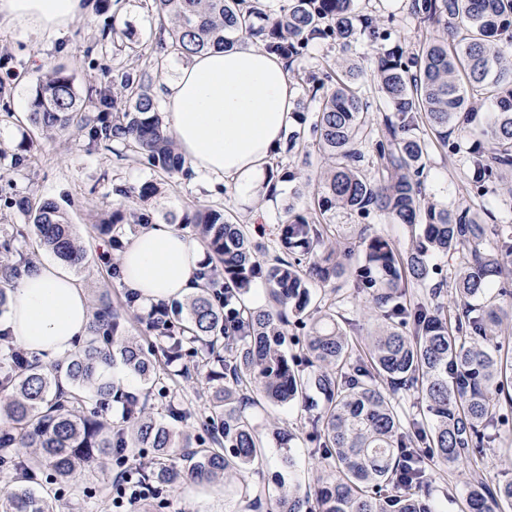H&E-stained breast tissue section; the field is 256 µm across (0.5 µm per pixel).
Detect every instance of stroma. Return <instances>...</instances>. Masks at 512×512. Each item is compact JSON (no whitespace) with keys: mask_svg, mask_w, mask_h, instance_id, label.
Returning <instances> with one entry per match:
<instances>
[{"mask_svg":"<svg viewBox=\"0 0 512 512\" xmlns=\"http://www.w3.org/2000/svg\"><path fill=\"white\" fill-rule=\"evenodd\" d=\"M89 8L66 29L56 34H37L26 25L0 29V79L9 84L12 93L0 100V189L17 197L38 203L49 199L65 209L79 242L85 247L88 262L74 274L87 290L91 307L102 303L123 301L126 289L112 276V262L117 252L108 245L107 235L101 234L97 222L114 206L112 185L124 182L140 185L151 179V171L136 154L119 158L105 147H91L75 131L47 133L34 128L27 119L29 93L42 79L47 63L62 65L71 70L80 89L98 83L104 60L99 50L101 30L107 19H115L117 28L132 25L141 40L153 41L159 24L148 14L144 0H88ZM411 0H358L359 10H375L393 18V42L411 50L426 36V30L411 14ZM35 143L31 164L20 171L5 163L6 156L19 152L27 143ZM282 167L292 172V180L280 183L278 195L270 205L257 204L248 194L235 188L214 184L204 188L201 175L189 179L174 178L160 184L158 193L146 203L155 220L167 212L182 213L189 204L223 207L234 212L241 223L253 221L259 213L261 230L255 238L270 242L277 216L290 203L297 202L305 190V178L310 169L322 165L319 155L303 159L299 154L281 153ZM428 200L447 203L454 210L470 209L480 214L485 223H501L511 210L506 203V186L496 183L486 198L473 196L467 185V170L459 155H442L433 150L424 181ZM348 280H340L337 289L320 288L314 302L332 307L345 317L354 319L357 327L352 338L362 340L374 331L376 321L361 300L353 299ZM306 413L300 405L289 403L269 406L260 411L258 419L264 429L282 428L291 431L294 439L290 453L293 468H284L281 458L285 451L269 446L260 471L249 475V483L275 489L278 482L296 484L303 488L316 487L328 472L318 463L314 446L307 438ZM432 494L439 512H462L460 496L465 481L464 470L448 471L438 462H431ZM116 466L90 475V483L100 487L93 499L85 498L81 487L67 489L62 512H112L111 480ZM484 473L491 483L512 480V425L503 427L484 454ZM163 508L159 512H248L238 494L236 483L224 486V494L190 495L186 486L163 492Z\"/></svg>","mask_w":512,"mask_h":512,"instance_id":"35a3bbf8","label":"stroma"}]
</instances>
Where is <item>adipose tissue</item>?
<instances>
[{
	"label": "adipose tissue",
	"instance_id": "adipose-tissue-1",
	"mask_svg": "<svg viewBox=\"0 0 512 512\" xmlns=\"http://www.w3.org/2000/svg\"><path fill=\"white\" fill-rule=\"evenodd\" d=\"M82 0H0V28L30 23L43 32L67 27ZM155 92L183 157L198 172L267 197L270 166L293 122L295 86L283 59L252 41L196 55ZM203 249L168 224H146L118 255L120 279L146 303L195 294ZM87 294L62 264L24 276L0 330L44 361L86 336Z\"/></svg>",
	"mask_w": 512,
	"mask_h": 512
}]
</instances>
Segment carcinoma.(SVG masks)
I'll list each match as a JSON object with an SVG mask.
<instances>
[{"mask_svg":"<svg viewBox=\"0 0 512 512\" xmlns=\"http://www.w3.org/2000/svg\"><path fill=\"white\" fill-rule=\"evenodd\" d=\"M160 24L154 46L107 22L101 48L134 65L112 69V79L82 94L73 75L50 67L30 91L29 121L43 131L74 130L92 145L131 150L155 176L139 186L117 184V207L101 222L112 249L124 242L117 224H150L144 203L157 180L192 177L152 93L169 58L189 59L238 39H253L295 72L314 42L349 50L361 40L374 49L373 77L394 117L373 127L371 103L355 68L322 64L307 77L312 121L295 113L300 128L288 131L286 151L301 145L309 124L312 147L324 169L308 179L309 202L279 216L274 250L256 241L246 224L224 208L197 205L171 221L192 227L208 253L199 292L174 306H153L144 344L121 331L124 315L137 309L126 294L118 307L93 313L89 338L48 368L12 347L0 333V467L14 486L0 494V512H58L54 495L37 487H65L78 471L105 470L112 458L154 454L143 475L151 484L216 482L255 472L267 439L259 429L262 403L299 402L311 412L309 437L329 475L317 488L279 486L276 512H436L428 460L467 465L469 512L512 509V481L490 487L484 480V449L490 429L512 410V348L494 342L501 315L499 278L512 262V225L490 228L469 210L453 211L422 195L429 147L460 150L452 134L469 141L468 182L484 194L512 173V0H412L419 23L451 21L410 55L390 45L392 17L358 10L355 0H148ZM477 95L493 99L485 121L471 112ZM94 101L88 111L85 98ZM32 215L36 248L73 267L87 263L66 212L54 201L36 206L9 198ZM341 208L365 219L375 215L409 228L410 244L397 245L374 224H329ZM23 230L0 236V312L8 287L33 268ZM458 256L450 278L435 280V256ZM349 276L355 296L381 324L367 354L355 355L343 326L352 320L312 306L313 290ZM270 290L265 307L242 296L255 279ZM427 288L431 300L412 301L406 285ZM455 310L439 301L445 286ZM306 331L303 356L288 358L287 327ZM120 358L139 380L151 384L169 419L188 421L195 412L169 392L194 378L208 385L202 434L180 439L148 412L147 401L103 379V368ZM418 393V413L403 421L399 393ZM422 444L426 453L411 451ZM33 449V453L26 449ZM242 494L258 510L264 488L246 482Z\"/></svg>","mask_w":512,"mask_h":512,"instance_id":"carcinoma-1","label":"carcinoma"}]
</instances>
